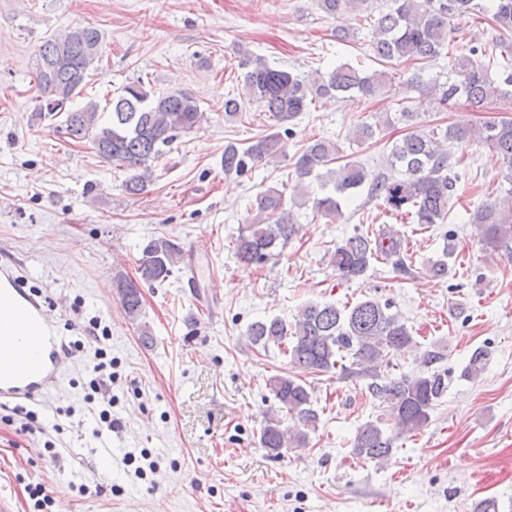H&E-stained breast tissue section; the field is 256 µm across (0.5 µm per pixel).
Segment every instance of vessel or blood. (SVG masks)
Wrapping results in <instances>:
<instances>
[{"mask_svg": "<svg viewBox=\"0 0 512 512\" xmlns=\"http://www.w3.org/2000/svg\"><path fill=\"white\" fill-rule=\"evenodd\" d=\"M0 299L15 304V318L27 320L33 334L27 339L41 359L30 363L19 355L0 350V407L20 401H33L43 396L68 363L70 354L65 348L58 325L35 296L16 285L13 275L0 271Z\"/></svg>", "mask_w": 512, "mask_h": 512, "instance_id": "b4317fda", "label": "vessel or blood"}]
</instances>
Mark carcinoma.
Listing matches in <instances>:
<instances>
[{
  "instance_id": "carcinoma-1",
  "label": "carcinoma",
  "mask_w": 512,
  "mask_h": 512,
  "mask_svg": "<svg viewBox=\"0 0 512 512\" xmlns=\"http://www.w3.org/2000/svg\"><path fill=\"white\" fill-rule=\"evenodd\" d=\"M320 10L328 15L343 11L368 12L372 0H319ZM491 13L497 30L512 35V0H391L379 11L374 22L377 37L371 43L377 59L397 60L411 64L437 59L448 47L453 18L466 14ZM100 32L93 27H76L60 37L46 41L40 49L35 67L36 86L45 98L37 112H67L65 134L74 142L91 140L98 157L131 171L124 189L139 195L152 182V163L182 131L195 128L201 121L196 98L185 90L150 96L143 82L124 87L113 98L111 118L98 124L99 105L88 102L76 110L67 108L71 99L82 93L90 66L98 55ZM238 67L244 70L243 82L248 101L258 103L281 123L292 122L324 98L372 99L385 94L386 73H371L348 63L326 73L303 77L274 68L264 59L244 49L237 51ZM478 49L454 58L455 79L430 83L428 93L438 107L446 111L464 102L479 111L485 104L509 97L512 87V62L499 65L502 80L489 75V67L475 59ZM376 130L363 120L351 131L355 142L375 137ZM461 144L484 143L492 148L505 166L504 181L509 184L506 196L484 203L471 215V223L480 231L481 242L492 251L508 248L512 242V118L486 121L480 125H449L442 131L412 130L394 142L387 156L391 173L373 175L354 161L340 162L342 149L336 142L316 139L308 145L295 163L298 183L326 168L327 189L313 199L314 208L324 217L341 215L342 205L362 189L370 200H380L393 213L411 218L414 224L432 226L448 217L455 194L457 176L453 165L441 148V140ZM279 139L265 135L246 148L233 144L224 147V174H243L276 152ZM250 223L239 229L235 255L245 263L261 266L272 256L279 243L298 233L291 212L284 208L282 194L269 188L256 195ZM401 242L397 235L382 232L376 236L355 233L336 244L330 264L340 278L353 281L364 278L373 262L380 258L398 259ZM182 257V247L173 238H153L142 248L137 271L146 283H164ZM117 294L126 316L140 319L143 297L134 279L118 281ZM247 341L253 347L267 349L290 344L289 363L305 372H327L340 368V375L367 380L369 395L387 408L399 434L424 427L430 411L448 389V373L432 369L441 359L440 353L428 350L420 373L390 377L381 371L390 365L388 356L409 347L413 336L398 314L391 312L387 301L367 296L353 305L339 307L333 303H309L303 306L294 322V330L279 318L252 323ZM351 359L345 364V359ZM488 351L475 349L462 371V377L477 378L484 370ZM275 405L267 413L259 441L273 457L284 448H304L309 443V430L315 428L318 413L313 408L311 393L298 377L276 375L268 379ZM289 417L293 425H284ZM396 437L374 422L357 429L353 453L368 461H380L390 455Z\"/></svg>"
}]
</instances>
